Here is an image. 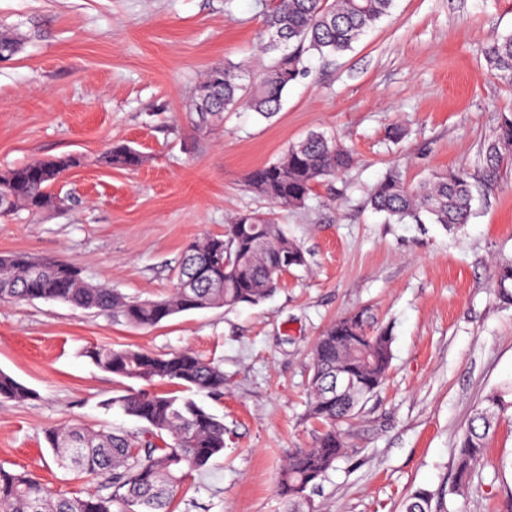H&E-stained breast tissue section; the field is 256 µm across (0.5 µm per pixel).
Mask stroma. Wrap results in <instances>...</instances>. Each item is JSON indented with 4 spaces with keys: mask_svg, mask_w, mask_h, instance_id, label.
<instances>
[{
    "mask_svg": "<svg viewBox=\"0 0 512 512\" xmlns=\"http://www.w3.org/2000/svg\"><path fill=\"white\" fill-rule=\"evenodd\" d=\"M271 0H0V32L18 38L0 61V172L79 157L56 183L59 205L0 217V254L58 257L93 283L140 299L169 295L184 248L220 234L237 212L275 213L305 266L260 305L175 316L152 328L33 300L0 302V370L34 397L0 401V465L86 496L100 481L53 462L48 428L77 423L134 437L145 425L106 409L132 382L99 369L87 348L191 350L224 370L205 406L224 421V450L193 472L175 512H288L276 491L290 451L310 447L311 351L332 322L371 309L389 328L384 384L346 424L347 449L301 512H403L419 488L448 512H506L512 423L501 422L468 486L453 491L457 446L475 407L512 382V305L498 295L512 260V159L487 173L484 147L512 110V80L491 72V36L512 35V0H394L390 15L330 65L309 73L265 120L240 108L195 129L188 104L203 72L251 70ZM407 134L388 137L391 128ZM321 131L354 156L305 206L273 212L247 174ZM115 143L146 160L101 164ZM407 185L467 169L476 188L461 228L395 224L369 194L390 168Z\"/></svg>",
    "mask_w": 512,
    "mask_h": 512,
    "instance_id": "stroma-1",
    "label": "stroma"
}]
</instances>
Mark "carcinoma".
<instances>
[{
    "mask_svg": "<svg viewBox=\"0 0 512 512\" xmlns=\"http://www.w3.org/2000/svg\"><path fill=\"white\" fill-rule=\"evenodd\" d=\"M394 0H273L264 17L260 51L288 48L246 87L238 67L226 64L207 70L190 103L197 129L219 122L226 111L245 106L269 120L281 109L288 87L308 73L306 54L322 61L352 48L369 29L391 13ZM492 69L512 79V35L495 36L485 48ZM512 155V113L501 114L494 139L483 151L485 168L497 169ZM102 162L134 170L144 155L127 144H115ZM80 164L74 156L38 160L0 172V213L19 209L37 214L55 203L50 188L58 176ZM353 164V156L334 136L312 132L288 146L274 162L250 171L248 186L281 210L299 208L319 182L332 179ZM473 184L458 169L414 188L391 170L370 194L372 208L395 223L435 224L453 229L468 223ZM306 264L302 248L285 225L272 216L240 213L224 226V234H208L190 243L176 272L179 285L159 300H139L117 289L85 280L81 270L53 257L23 252L0 255V301L54 300L75 309L109 313L135 327H153L181 313L255 306L269 298L280 278ZM500 297L512 302V263L498 267ZM392 336L363 309L340 318L318 337L312 349L310 415L327 425L309 448L291 452L277 491L293 505L309 488L318 487L343 456L346 442L337 425L360 411L361 403L386 380L392 361ZM86 356L100 369L141 384L108 406L146 423L147 437L135 440L114 432L79 426L52 427L45 438L61 469L100 478L97 493L67 497L52 493L27 472L0 466V512H169L175 493L189 473L205 469L224 451V422L185 392L219 396L224 371L195 353L183 350L152 354L130 348L92 346ZM344 375L349 385L331 386ZM169 384L176 391L150 390ZM507 392L486 395L476 408L459 447L456 487L468 483L484 458L486 444L502 420L509 419ZM33 391L0 370V400L25 402ZM434 493L420 488L405 501L404 512H431Z\"/></svg>",
    "mask_w": 512,
    "mask_h": 512,
    "instance_id": "1",
    "label": "carcinoma"
}]
</instances>
